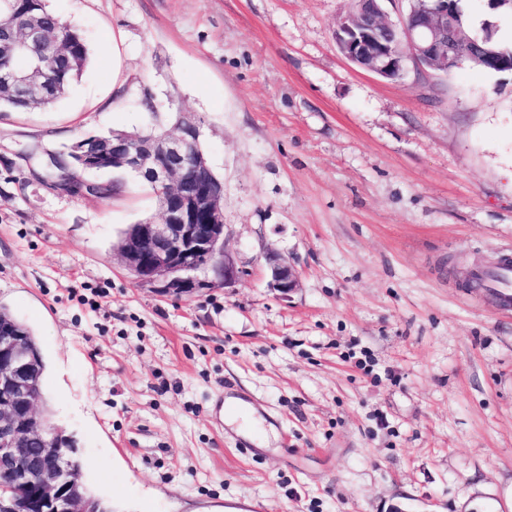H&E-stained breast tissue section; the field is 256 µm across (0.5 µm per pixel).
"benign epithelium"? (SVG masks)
Instances as JSON below:
<instances>
[{
    "label": "benign epithelium",
    "mask_w": 512,
    "mask_h": 512,
    "mask_svg": "<svg viewBox=\"0 0 512 512\" xmlns=\"http://www.w3.org/2000/svg\"><path fill=\"white\" fill-rule=\"evenodd\" d=\"M382 2L351 0L338 26L337 47L356 66L385 78L400 76L409 62L444 75L468 60L488 69L501 66L487 39L465 33L456 0H409L398 25L387 20ZM1 32L8 39L0 43V54L28 63L0 70V98L47 104L52 83L35 48L67 51L68 27L48 29L35 17L22 22L14 12H0ZM199 137L198 126L183 120L174 133L114 131L80 153L85 170L111 168L163 186L156 216L131 225L117 252L136 283L175 297L210 287V272L226 287L241 275L225 246L224 182ZM269 265L270 288L287 297L299 287L288 259L273 254ZM37 360L18 326L0 316V512H99L71 476L69 451L46 436ZM35 441L40 447H31Z\"/></svg>",
    "instance_id": "benign-epithelium-1"
}]
</instances>
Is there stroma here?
Here are the masks:
<instances>
[{"instance_id":"1","label":"stroma","mask_w":512,"mask_h":512,"mask_svg":"<svg viewBox=\"0 0 512 512\" xmlns=\"http://www.w3.org/2000/svg\"><path fill=\"white\" fill-rule=\"evenodd\" d=\"M45 3L89 62L59 101L0 112V304L89 491L116 512H512V311L465 282L512 255V72L363 70L336 45L350 0ZM182 116L242 274L176 298L114 251L152 190L72 195L45 164ZM270 281L269 287L280 293L283 297H288L299 286V278L294 267L288 262V259L278 254L269 256Z\"/></svg>"}]
</instances>
